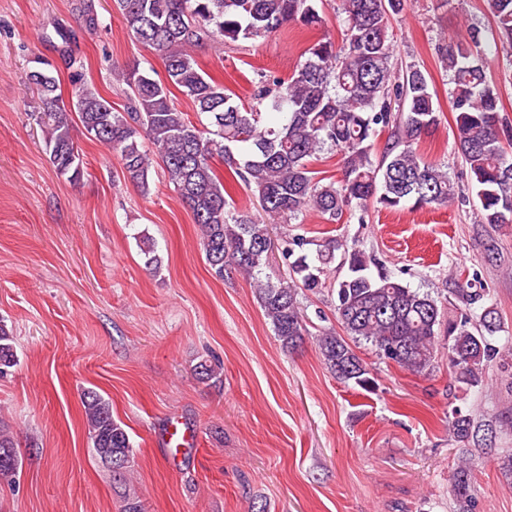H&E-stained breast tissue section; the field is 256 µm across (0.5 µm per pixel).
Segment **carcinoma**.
<instances>
[{
	"mask_svg": "<svg viewBox=\"0 0 512 512\" xmlns=\"http://www.w3.org/2000/svg\"><path fill=\"white\" fill-rule=\"evenodd\" d=\"M125 28L142 46L158 53L165 79L136 69L115 72L126 85L128 106L120 112L96 90L77 83L67 105L57 94L52 65L40 58L28 83L40 100L33 113L56 170L72 182L86 167L74 141L73 117L107 146L122 173L148 192L153 160L191 210L200 231L208 271L218 279L242 274L252 280L274 335L287 352L312 335L302 314L299 291L326 287L336 294V320L343 333L320 330L315 341L321 357L341 383L367 390L370 370L353 344L364 341L376 354L415 374L434 367L439 339L448 340V366L455 381L470 390L482 385L487 368L499 358L491 338L502 331L494 305L470 306L481 295L467 284L456 290L458 313L447 317L445 305L429 293L396 279L385 263L357 244L335 238L318 243L300 234L282 240L289 260L288 279H273L269 266L268 226L240 211L212 166L218 158L233 177L257 196L267 214L283 222L312 207L336 223L345 212H360L359 223L373 205L397 209L411 201L416 208L446 205L462 197L444 166L416 153L415 144L439 124V107L427 73L415 64L393 65L390 17L404 0H339L341 43L318 40L304 50L305 60L282 79L261 74L254 82L255 105L237 104L224 86L204 76L189 48L207 39L235 43L265 38L284 25L315 28L322 17L312 0H114ZM493 28L486 35L470 31L465 41L439 49L452 89L454 139L475 192L479 223L512 224V125L500 114L501 94L488 79L482 46L512 45V0H486ZM85 27L101 25L93 0H77ZM184 89L197 116L194 123L171 97L170 87ZM388 137L380 154L375 140ZM341 156V173L327 182L311 168L323 153ZM147 265L159 268L153 239L140 238ZM315 249H310V246ZM346 269L327 282L331 265ZM17 365L6 326L0 323V377ZM82 405L97 458L112 468V482L123 484L134 450L127 431L112 416V404L87 391ZM458 443L480 441L482 425L459 411L448 421ZM0 480L8 482L22 467L10 429L0 425ZM452 494L470 512L473 493L470 463L456 469Z\"/></svg>",
	"mask_w": 512,
	"mask_h": 512,
	"instance_id": "obj_1",
	"label": "carcinoma"
}]
</instances>
